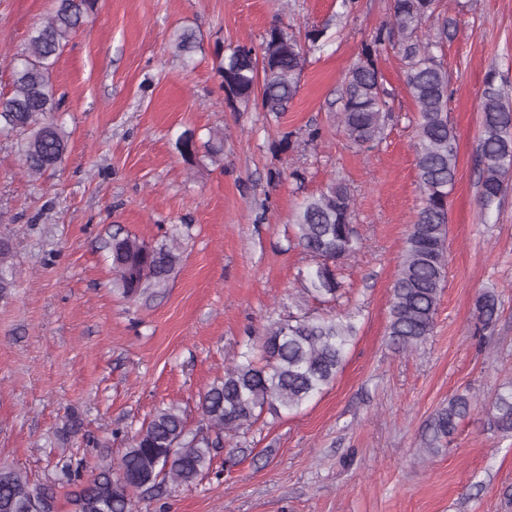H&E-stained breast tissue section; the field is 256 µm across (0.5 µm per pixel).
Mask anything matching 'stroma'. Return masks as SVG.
Returning <instances> with one entry per match:
<instances>
[{"mask_svg": "<svg viewBox=\"0 0 512 512\" xmlns=\"http://www.w3.org/2000/svg\"><path fill=\"white\" fill-rule=\"evenodd\" d=\"M50 7L0 0V92ZM390 15L391 0L348 10L341 0H98L52 73L70 134L64 163L31 178L0 138V237L14 263L13 286L0 292V464L53 479L64 462L96 464L91 437L120 457L169 404L197 428L200 396L269 324L349 312L357 336L330 386L295 413L225 436L195 483L138 497L134 512H512V435L489 425L493 394L512 381V182L483 217L475 165L485 81L512 97V0H437L422 28L432 35L446 20L456 30L442 61L458 170L434 330L407 351L387 334L421 204L400 54L379 61L394 95L379 142L351 143L338 112L345 74ZM280 22L299 37L324 29V51L309 56L287 111H231L215 46L259 44ZM177 29L201 40L191 66L169 46ZM187 130L202 143L223 137L222 164L184 159L176 142ZM334 178L351 190L362 245L343 263V297L323 302L301 292L312 259L293 245L291 222L298 200ZM117 232L176 242L166 286L133 301L113 288L107 244ZM485 290L501 309L481 331L474 298ZM464 391L475 411L451 439L424 447L432 417Z\"/></svg>", "mask_w": 512, "mask_h": 512, "instance_id": "stroma-1", "label": "stroma"}]
</instances>
